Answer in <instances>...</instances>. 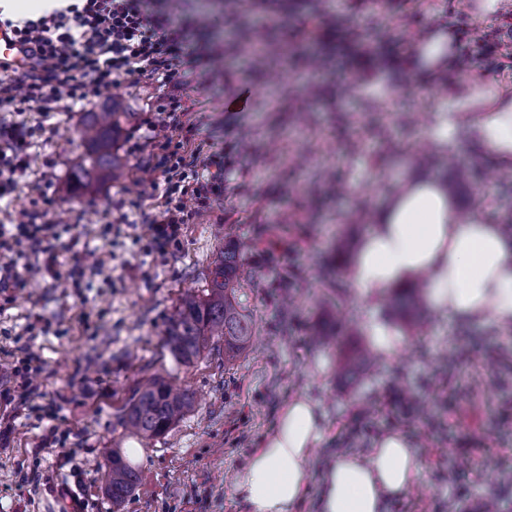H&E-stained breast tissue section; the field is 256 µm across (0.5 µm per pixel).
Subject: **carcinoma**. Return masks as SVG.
I'll return each mask as SVG.
<instances>
[{
    "label": "carcinoma",
    "instance_id": "obj_1",
    "mask_svg": "<svg viewBox=\"0 0 512 512\" xmlns=\"http://www.w3.org/2000/svg\"><path fill=\"white\" fill-rule=\"evenodd\" d=\"M87 148L91 153L89 166L78 168L73 174L72 190L81 191L93 176L114 178L120 168L115 143L120 134V113L102 112L89 126ZM246 282L252 288L260 281L244 269V259L234 239L224 243L210 272L208 288L202 293H188L181 297L169 319L163 340L174 360L192 365L214 341H224V358L233 361L252 336L247 316L235 297L234 288ZM422 297L413 290L391 297L388 310L392 316L405 322L419 318ZM370 362L366 349H358L343 359L345 374L361 371ZM193 407V397L186 391H176L162 379L143 384L129 403L123 416L126 429L141 438L152 439L171 429ZM110 467L105 493L112 499V507L120 509L131 497L139 483L138 470L126 461L120 449L110 452Z\"/></svg>",
    "mask_w": 512,
    "mask_h": 512
}]
</instances>
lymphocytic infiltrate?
I'll use <instances>...</instances> for the list:
<instances>
[{"instance_id":"f902f5d3","label":"lymphocytic infiltrate","mask_w":512,"mask_h":512,"mask_svg":"<svg viewBox=\"0 0 512 512\" xmlns=\"http://www.w3.org/2000/svg\"><path fill=\"white\" fill-rule=\"evenodd\" d=\"M19 39L28 62L24 69L0 64V109L22 102L40 112H70L89 105L90 90L106 91L123 79H148L167 86L189 75L205 76L212 56L201 43L200 21H179L176 14L154 9L149 0H77L63 10L0 23ZM455 56L444 71L451 78L468 66L504 69L506 55L499 33L457 35ZM188 107L183 98H159L157 113L144 121L147 136L158 150L156 167L166 185L162 210L153 222V243L165 249L193 216L185 211L187 194L206 197L198 169V153L174 138ZM28 131L22 125L0 131V197L10 193L27 166ZM48 206H34L24 221L0 224V282L19 287L28 274L57 275L62 235L67 227L50 223ZM39 254L37 263L19 264L24 250Z\"/></svg>"}]
</instances>
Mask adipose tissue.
I'll return each instance as SVG.
<instances>
[{"label": "adipose tissue", "mask_w": 512, "mask_h": 512, "mask_svg": "<svg viewBox=\"0 0 512 512\" xmlns=\"http://www.w3.org/2000/svg\"><path fill=\"white\" fill-rule=\"evenodd\" d=\"M467 123L473 143L512 166V101L467 95L428 131L444 140ZM357 297L382 298L404 282L422 286L429 309L466 322L512 327V233L504 225L462 216L439 181L406 182L365 236L350 271ZM322 414L308 397L289 401L275 431L248 458L234 487L250 512H292L304 498L309 457ZM421 459L399 432L378 439L369 460L344 455L321 476V512H387L410 489Z\"/></svg>", "instance_id": "adipose-tissue-1"}]
</instances>
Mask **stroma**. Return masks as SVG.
I'll list each match as a JSON object with an SVG mask.
<instances>
[{"label": "stroma", "instance_id": "35a3bbf8", "mask_svg": "<svg viewBox=\"0 0 512 512\" xmlns=\"http://www.w3.org/2000/svg\"><path fill=\"white\" fill-rule=\"evenodd\" d=\"M184 10L209 16L205 41L215 57L206 77L189 86L159 88L124 79L94 98L89 110L44 115L34 108L0 112V126L23 122L34 136L29 167L16 191L0 200V224L51 201L55 220L69 227L70 249L59 276L10 289L0 306V386L17 380L12 365L33 351L42 369L21 401L0 406L11 431L0 438V512H64L76 496L79 512H112L102 477L106 449L142 453L134 465L141 483L122 512H247L231 481L280 411L305 395L323 411V433L311 452L305 500L299 512H318L324 467L343 451L366 459L376 439L404 433L419 452L422 470L390 512H471L512 506V328L492 320L461 321L428 312L418 328L398 326L399 350L373 370L340 373L344 353L372 346V322L389 321L384 306L358 300L349 281L351 256H337V237L360 244L367 227L360 206L378 212L399 180L416 175L420 146L438 161L424 177L445 180L442 148L481 169L483 178L461 190L459 209L496 222L498 180L494 157L464 149L469 130L458 125L447 144L431 142L429 127L452 97L476 89L512 95V69L470 67L447 91L424 79L411 33H473L512 18V0H500L485 18L476 0H181ZM342 14L346 25L322 42L326 76L307 90L305 33ZM359 36L401 59L399 68L369 63L337 46ZM183 97V137L212 156L206 205L182 225L166 251L151 244L164 182L149 163L151 146L132 134L149 104L162 94ZM120 111L116 149L119 177L69 191L87 150L85 125L93 113ZM351 186L333 194L330 174ZM248 244L249 264L263 288L237 289L253 336L234 361L214 342L195 364L183 366L163 340L183 293L206 288L227 237ZM94 254L101 269L91 268ZM340 259L335 282L322 279L323 261ZM341 321L351 336L314 344L312 325ZM162 377L193 394V409L166 434L136 438L123 413L138 388Z\"/></svg>", "mask_w": 512, "mask_h": 512}]
</instances>
